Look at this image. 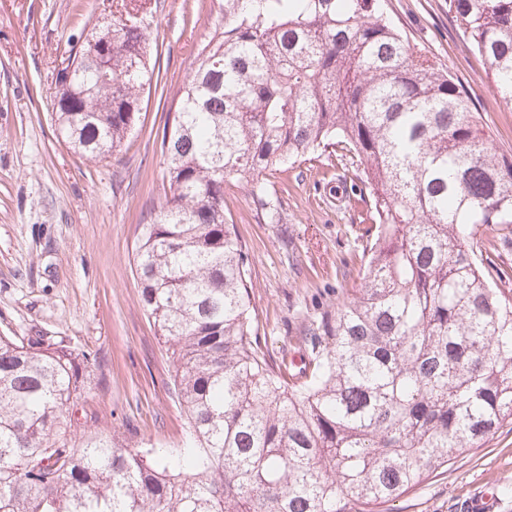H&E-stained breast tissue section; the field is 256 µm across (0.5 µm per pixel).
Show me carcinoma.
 Wrapping results in <instances>:
<instances>
[{
    "instance_id": "cac0c4a2",
    "label": "carcinoma",
    "mask_w": 512,
    "mask_h": 512,
    "mask_svg": "<svg viewBox=\"0 0 512 512\" xmlns=\"http://www.w3.org/2000/svg\"><path fill=\"white\" fill-rule=\"evenodd\" d=\"M111 82L75 59L55 121L105 161L151 86L144 5L125 4ZM163 136L165 195L140 227L141 302L170 351L180 448L105 432L80 402L98 352L0 336V512H381L512 421V158L466 87L392 23L382 0H220ZM512 105V0H448ZM361 184L360 287L260 342L250 259L224 183L329 148ZM496 226L498 237H482Z\"/></svg>"
}]
</instances>
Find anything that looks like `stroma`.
Here are the masks:
<instances>
[{
  "mask_svg": "<svg viewBox=\"0 0 512 512\" xmlns=\"http://www.w3.org/2000/svg\"><path fill=\"white\" fill-rule=\"evenodd\" d=\"M117 0H0V334L66 336L99 351L105 389L84 408L117 432L171 448L184 418L169 391L166 347L140 301L138 227L168 190L161 140L178 110L198 50L220 18L219 0H157L148 19L162 81L142 95L139 119L112 157L98 162L62 142L53 120L57 65L71 42L115 15ZM410 40L464 83L498 153L512 157V106L488 63L448 18V0H386ZM280 220L270 223L245 181L224 186V210L251 254L252 304L269 350L294 334L313 302L336 305L360 284L361 207L352 168L323 153L266 178ZM512 424L469 447L396 502L393 512H460L483 494L512 512Z\"/></svg>",
  "mask_w": 512,
  "mask_h": 512,
  "instance_id": "obj_1",
  "label": "stroma"
}]
</instances>
